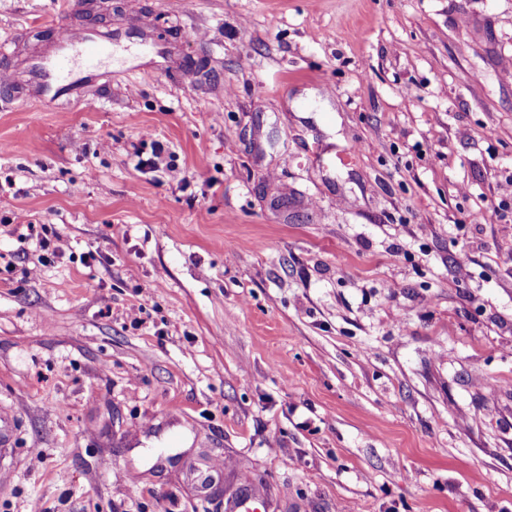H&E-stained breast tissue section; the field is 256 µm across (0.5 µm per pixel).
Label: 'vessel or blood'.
I'll return each instance as SVG.
<instances>
[{
    "mask_svg": "<svg viewBox=\"0 0 512 512\" xmlns=\"http://www.w3.org/2000/svg\"><path fill=\"white\" fill-rule=\"evenodd\" d=\"M121 45L133 48L136 58L149 59L159 67L172 55L171 44L157 42L142 31L70 27L45 52L29 57L23 68L6 62L0 68V87L21 89L47 107L73 101L97 81L102 61Z\"/></svg>",
    "mask_w": 512,
    "mask_h": 512,
    "instance_id": "vessel-or-blood-1",
    "label": "vessel or blood"
}]
</instances>
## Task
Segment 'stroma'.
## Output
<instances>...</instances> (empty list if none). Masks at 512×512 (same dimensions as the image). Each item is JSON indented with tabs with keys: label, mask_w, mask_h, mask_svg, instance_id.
Instances as JSON below:
<instances>
[{
	"label": "stroma",
	"mask_w": 512,
	"mask_h": 512,
	"mask_svg": "<svg viewBox=\"0 0 512 512\" xmlns=\"http://www.w3.org/2000/svg\"><path fill=\"white\" fill-rule=\"evenodd\" d=\"M101 10L175 61L0 95V512H512V0Z\"/></svg>",
	"instance_id": "stroma-1"
}]
</instances>
